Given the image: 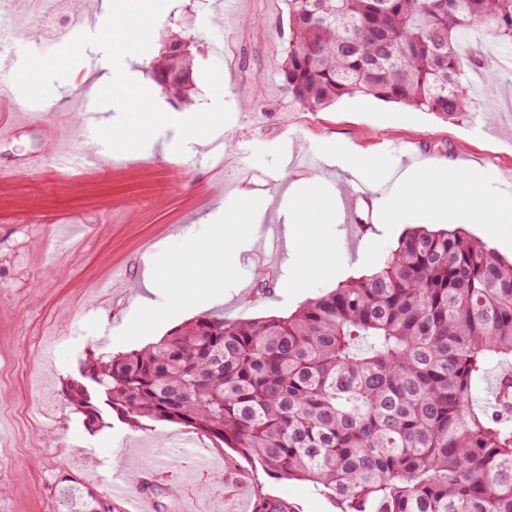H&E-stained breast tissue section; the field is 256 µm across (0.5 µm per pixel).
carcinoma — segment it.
<instances>
[{
  "label": "carcinoma",
  "instance_id": "1",
  "mask_svg": "<svg viewBox=\"0 0 512 512\" xmlns=\"http://www.w3.org/2000/svg\"><path fill=\"white\" fill-rule=\"evenodd\" d=\"M282 76L307 112L344 96L432 112L472 109L461 41L512 43V0H284ZM512 359V261L457 228H409L372 273L286 317L202 315L139 350L93 354L91 382L129 425L194 429L299 480L341 512H512V375L473 401L486 364ZM82 412L84 391L66 383ZM80 512L96 491L64 469Z\"/></svg>",
  "mask_w": 512,
  "mask_h": 512
}]
</instances>
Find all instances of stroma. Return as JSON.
Masks as SVG:
<instances>
[{"label": "stroma", "instance_id": "1", "mask_svg": "<svg viewBox=\"0 0 512 512\" xmlns=\"http://www.w3.org/2000/svg\"><path fill=\"white\" fill-rule=\"evenodd\" d=\"M240 4L229 20L218 0H170L155 23L151 57L161 54L174 32L194 44L196 90L190 106L170 99L155 82L149 60L136 68V80L164 112L197 113L222 100L231 117L207 136V148L77 177L51 166L25 171V154L50 140L58 120L81 125L78 103L85 88L101 89L106 73L92 51L77 64L75 79L55 82L50 97L35 103L45 115L42 130L22 129L0 144V512H49L56 476L64 468L78 471L93 489L111 493L117 476L137 482L141 460L153 455L156 481L179 490L174 501L157 500V512H196L200 506L225 512L233 505L238 477L247 480L252 494L278 500L288 512H337L310 484L269 477L242 456L235 457V467L208 471L190 455L168 458L162 450L172 439L196 435L182 425L160 422L137 429L106 407L103 427L88 431L82 415L64 401L62 384L78 375L90 352H127L158 342L137 309L146 265L208 238L207 224H194L186 236L176 229L188 212L206 215L217 200L230 206L247 191L279 216L288 207L292 181L315 174L332 193L348 189L360 169L376 167L372 195L356 205L369 224L358 249L349 250L343 221L325 227L336 254L331 278L289 287L297 273L292 250H284L270 268L257 243L242 247L226 240V249L237 253L236 267L224 281L223 303L210 312L239 319L289 315L339 283L377 269L407 226L437 225V218L420 212L401 224L379 219L381 205L398 188L393 171L404 164L403 145L422 160H467L489 172L493 194L512 198L511 45L473 32L491 64L470 91L471 111L452 120L363 95L305 112L294 104L281 74L289 35L283 0ZM19 18L11 39L25 50L45 55L73 37L69 31L51 33L40 11ZM211 65L235 75L222 82L217 97L204 77ZM485 83L495 86L494 94L482 91ZM339 147L351 161L337 172L306 161ZM262 275L271 290L258 297L253 287Z\"/></svg>", "mask_w": 512, "mask_h": 512}]
</instances>
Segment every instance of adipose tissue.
Returning <instances> with one entry per match:
<instances>
[{"instance_id": "1", "label": "adipose tissue", "mask_w": 512, "mask_h": 512, "mask_svg": "<svg viewBox=\"0 0 512 512\" xmlns=\"http://www.w3.org/2000/svg\"><path fill=\"white\" fill-rule=\"evenodd\" d=\"M399 194L386 204L389 223H397L406 211L416 208L437 211L452 224H485L497 238L512 237V199L490 194L481 173L471 172L448 160L409 166L400 171ZM294 199L288 221L300 228L296 249L301 276L330 275L335 257L323 236L325 225L335 223L336 205L324 194L318 177L305 178L301 188L292 189ZM250 197L236 207H218L207 214L211 237L193 242L184 252L168 257L146 273L150 291L166 297L169 307L179 311L212 305L224 298V279L233 271L224 247V234L234 231L246 238L258 220Z\"/></svg>"}]
</instances>
